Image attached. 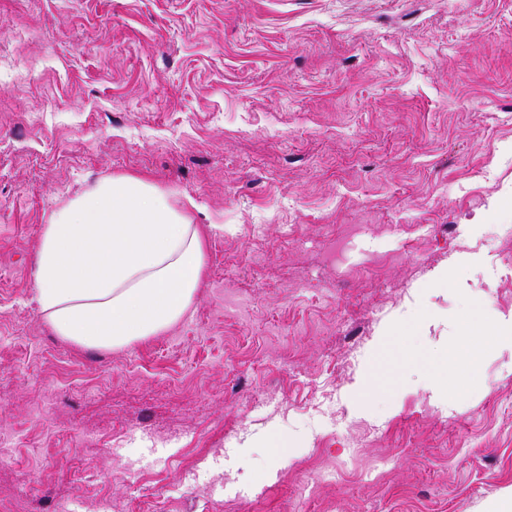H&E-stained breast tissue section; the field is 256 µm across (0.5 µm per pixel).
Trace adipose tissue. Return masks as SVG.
Masks as SVG:
<instances>
[{"mask_svg": "<svg viewBox=\"0 0 512 512\" xmlns=\"http://www.w3.org/2000/svg\"><path fill=\"white\" fill-rule=\"evenodd\" d=\"M204 267V237L166 190L142 175L105 177L44 225L36 302L61 339L120 349L177 324Z\"/></svg>", "mask_w": 512, "mask_h": 512, "instance_id": "adipose-tissue-1", "label": "adipose tissue"}]
</instances>
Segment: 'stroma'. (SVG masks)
Returning <instances> with one entry per match:
<instances>
[{"instance_id": "35a3bbf8", "label": "stroma", "mask_w": 512, "mask_h": 512, "mask_svg": "<svg viewBox=\"0 0 512 512\" xmlns=\"http://www.w3.org/2000/svg\"><path fill=\"white\" fill-rule=\"evenodd\" d=\"M123 174L194 200L205 273L168 333L86 349L38 310V241ZM474 308L503 342L461 395ZM1 432L14 512H491L512 0H0ZM204 438L220 495L182 479Z\"/></svg>"}]
</instances>
